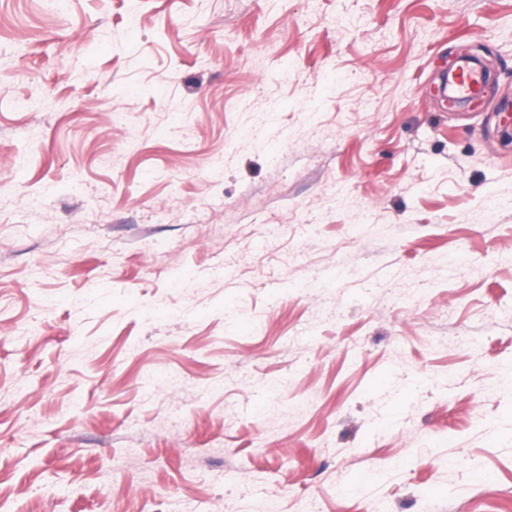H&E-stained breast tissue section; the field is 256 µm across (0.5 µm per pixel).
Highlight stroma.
<instances>
[{
  "label": "stroma",
  "mask_w": 512,
  "mask_h": 512,
  "mask_svg": "<svg viewBox=\"0 0 512 512\" xmlns=\"http://www.w3.org/2000/svg\"><path fill=\"white\" fill-rule=\"evenodd\" d=\"M506 100L512 0H0V512H512ZM456 93L465 96L476 95L481 88V76L470 64L461 67L453 81Z\"/></svg>",
  "instance_id": "1"
}]
</instances>
